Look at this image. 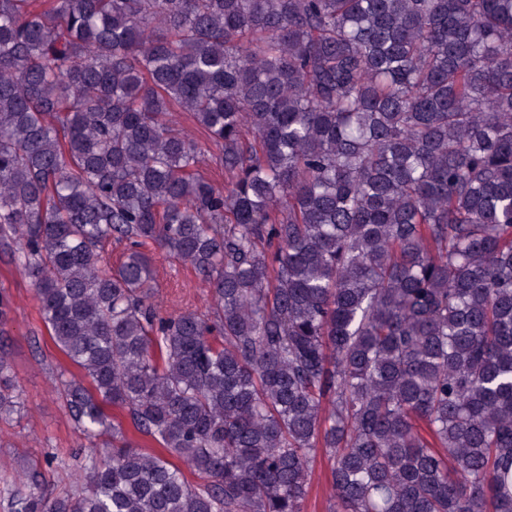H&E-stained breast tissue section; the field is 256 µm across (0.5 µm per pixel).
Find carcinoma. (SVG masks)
<instances>
[{
	"label": "carcinoma",
	"mask_w": 512,
	"mask_h": 512,
	"mask_svg": "<svg viewBox=\"0 0 512 512\" xmlns=\"http://www.w3.org/2000/svg\"><path fill=\"white\" fill-rule=\"evenodd\" d=\"M0 252L90 448L14 512H512V0H0ZM176 118L184 130L198 141L205 150L202 171H204L206 175L216 179L218 183L224 184V169L222 173L216 160L221 153L220 149L207 140L204 132L195 124L188 114L185 112H177ZM154 252L156 284L153 302L163 315L187 309L206 312L207 290L194 270L183 263L173 262L164 253ZM329 477L328 461L325 457L319 454L313 467L305 512H329Z\"/></svg>",
	"instance_id": "1"
}]
</instances>
